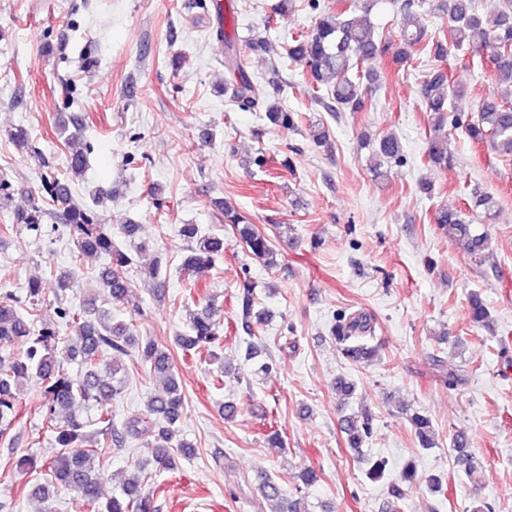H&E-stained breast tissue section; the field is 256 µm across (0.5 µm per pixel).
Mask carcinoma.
Instances as JSON below:
<instances>
[{
  "instance_id": "carcinoma-1",
  "label": "carcinoma",
  "mask_w": 512,
  "mask_h": 512,
  "mask_svg": "<svg viewBox=\"0 0 512 512\" xmlns=\"http://www.w3.org/2000/svg\"><path fill=\"white\" fill-rule=\"evenodd\" d=\"M422 6L421 0H401L398 35L390 39L378 31L368 5L359 9L349 0H308L307 7L317 11L318 17L311 29L292 35L288 55L304 62L311 101L322 104L329 112H365L373 105L369 88L380 80V72L369 63L380 60L400 70L414 55L422 54L440 64L418 86V97L429 112L432 131L427 165L439 169L453 166L454 156L448 148L450 125L462 130L473 143L487 144L501 156H512V0H489L482 12L474 0H433L431 8L448 15V30L438 35L428 33L420 12ZM210 37L220 46L224 68L230 75V81L224 83L230 110L262 112L270 124L282 130H296L303 116L279 102L283 85L277 80L263 85L252 79L246 56L227 28L210 33ZM463 49L486 57L495 81L504 87L499 97L480 103L473 117L456 112L455 103L463 92L442 68L449 54ZM80 137L77 125L64 139L69 165L67 175L61 176L26 129L11 133L13 142L38 160L42 198L29 211L15 214L14 223L1 225L0 236L14 230L17 224L31 235H40L46 232L47 219L60 220L68 231L71 267L56 276L54 293L64 296L76 287L75 269L105 256L108 263L98 272V284L108 307L98 306V299L89 295L78 310L60 303L57 315L61 324L56 325L41 320L45 288L38 279L28 282L23 295L0 298V437L8 435L21 416L20 388L34 381L43 388L45 425L56 433L59 450L40 466L32 456L19 458L16 467L43 471V477L31 486L28 495L42 501L44 512H55L53 499L60 487L77 494V506L83 512H155L153 496L143 491V477L137 473L124 479L120 493L108 494L100 471L106 449L120 446L129 438L141 439L157 464L173 470L179 460L194 457L196 447L180 434L184 393L168 349L137 335L117 319L134 287L129 268L146 244L136 241L140 226L132 221L115 231L101 222V193L94 191L87 200L75 197L73 183L84 177L91 151L88 144L75 145ZM312 141L318 149L333 150L330 130L322 123L314 125ZM367 146L375 159L372 172L377 177L385 174L384 165L401 161V144L392 135L381 136ZM223 209L224 224L230 226L235 244L266 266H276L269 236L229 203H224ZM497 209L493 195L475 188L466 210L442 207L435 212L434 220L448 238L464 242L468 255L481 263L489 250L490 236L485 230H476L474 221L495 219ZM180 235L185 243L181 269L188 274H199L224 259L223 233L184 224ZM237 301L243 329L253 332L263 325L266 314L255 310V288L244 285ZM217 313L215 300H208L193 314L187 329L173 336L172 344L184 352L213 353L224 334ZM468 315L475 323L489 320L487 303L478 292L468 297ZM333 332L342 353L354 361L378 352L377 347L368 345L373 340L371 324L360 316L338 320ZM16 345L22 347V352H14ZM122 356L148 366L164 380V387L147 398L143 411L128 416L119 425L113 419L112 401L125 388L127 368L120 360ZM69 362L78 364V374L73 376L67 371L65 364ZM433 363L435 376L447 380L448 388L466 383L464 375L445 368L441 360ZM372 422V415L363 411L341 420V431L352 450L361 451L364 440L372 435ZM411 424L421 447L435 446V433L427 416L417 412L411 416ZM452 446L457 465L473 474L478 462L466 435H454ZM418 479L417 465L411 462L399 479L388 484V492L401 501ZM257 486L265 499L282 503L280 512H309L305 497L286 494L272 478L260 479Z\"/></svg>"
}]
</instances>
